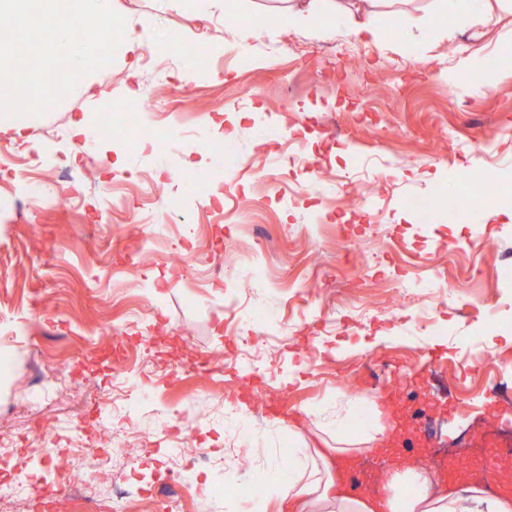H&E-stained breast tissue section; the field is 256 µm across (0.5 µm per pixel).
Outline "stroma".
<instances>
[{"mask_svg":"<svg viewBox=\"0 0 512 512\" xmlns=\"http://www.w3.org/2000/svg\"><path fill=\"white\" fill-rule=\"evenodd\" d=\"M108 4L140 43L22 118L23 137L0 119V162L42 160L0 185V426L23 443L49 428L87 443L106 434L123 384L144 451L135 475L111 462L107 494L127 476L150 488L171 453L158 429L203 419L189 447L237 446L248 464L229 458L199 475L181 512H250L256 477L296 467L301 436L355 444L353 467L381 496L392 460L365 442L379 429L414 438L440 485L438 462L473 459L485 430L511 431L512 272L499 255L512 249V67L462 90L447 73L458 50L512 46V0H493L483 40L463 29L452 44L432 40L452 17L445 0H375L390 38L381 49L349 34L346 0L320 13L314 35L274 20L273 0ZM335 43L352 53L334 70L315 52ZM199 45L210 52L203 71ZM244 54L250 65L237 69ZM114 112L126 126L98 137ZM228 131L225 159L216 147ZM287 138L320 167L316 187L298 188L307 167L271 170ZM251 163L268 175L254 178ZM486 168L502 189L494 212L449 204V176L469 195ZM350 170L359 186H338ZM415 196L431 207L412 209ZM346 297L366 299L370 317L351 318ZM252 319L256 389L231 361L237 327ZM202 358L221 374L199 375ZM36 375L45 400L32 409L23 398ZM235 400L254 426L242 443L224 418ZM285 414L297 434L281 427Z\"/></svg>","mask_w":512,"mask_h":512,"instance_id":"stroma-1","label":"stroma"}]
</instances>
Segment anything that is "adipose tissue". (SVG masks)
<instances>
[{"label": "adipose tissue", "instance_id": "1", "mask_svg": "<svg viewBox=\"0 0 512 512\" xmlns=\"http://www.w3.org/2000/svg\"><path fill=\"white\" fill-rule=\"evenodd\" d=\"M489 0H450L454 23L441 26L439 39L454 41L460 26L478 29L486 25ZM343 446L313 448L300 456L295 477L285 494L299 504L300 512H512V499L492 497L477 485L453 484L434 488L430 475L412 465L394 469L385 482L392 494L385 502L357 497L350 493L339 458Z\"/></svg>", "mask_w": 512, "mask_h": 512}]
</instances>
